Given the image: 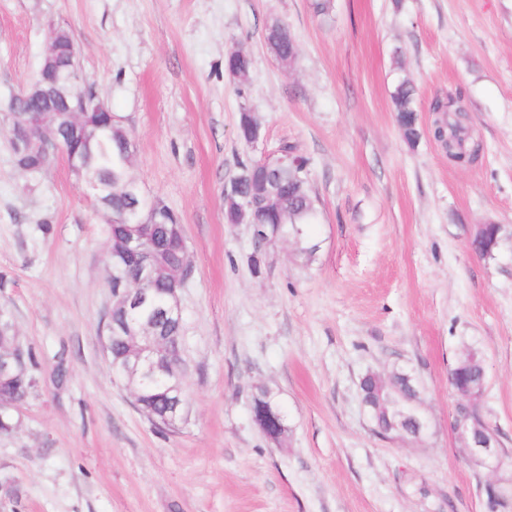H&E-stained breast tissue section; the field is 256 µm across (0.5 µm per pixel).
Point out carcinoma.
Wrapping results in <instances>:
<instances>
[{
  "label": "carcinoma",
  "instance_id": "carcinoma-1",
  "mask_svg": "<svg viewBox=\"0 0 512 512\" xmlns=\"http://www.w3.org/2000/svg\"><path fill=\"white\" fill-rule=\"evenodd\" d=\"M271 52L280 60L287 61L297 55V41L287 27L272 26L266 35ZM251 58L244 52L236 51L227 56L225 70L232 76L242 78L250 68ZM415 89L411 81L402 77L392 92L396 120L403 137L409 143L416 142L421 135L416 109ZM29 109L50 110L48 104L22 102L11 110V138H18L25 131V111ZM430 111L437 113L430 133L436 139L449 137L446 147L448 159L456 164H467L478 155L479 146L470 142L462 122L465 109L453 106V102L436 97ZM55 137L67 150H78L88 155L89 177L101 180L108 186L104 195L103 214L107 218L110 250V268L107 284L112 290L125 292L134 287L133 279L139 270V259L126 253L124 244L130 239L142 242L144 250L155 260L156 272L144 287L148 300L144 304L124 313H113L112 350L110 366L112 373L127 379L130 346L127 328L147 332L155 336L160 352L158 369L136 381L139 393V408L149 416H160L182 392L183 378L171 370L167 354L182 349V322L161 318V309L175 287L171 271L183 266H192L189 255L171 248V239L180 223L179 216L168 210L161 216L154 215L153 200L147 198L139 184L130 176L132 141L126 128L119 126L113 132L101 136L99 141L88 147L71 136L69 128L57 123ZM19 170H32L41 175L46 171L42 156L31 150L25 154L13 155ZM308 161L294 156L286 166L266 171L251 161L241 165L237 184L238 196L257 209L264 224L281 225L282 233L293 239L303 240L304 226L312 223L316 211V197L313 194L307 173ZM503 235L499 224H483L471 238L476 249L484 257L492 256ZM38 362L33 352H28V368L16 371L10 378L0 379V434H9L16 428L11 413L14 402L27 397L36 387L34 370ZM450 384L455 392L478 394L485 382L481 359L473 351L462 355L450 368ZM363 402L368 408L375 425V431L390 425L394 407L405 406L419 409L420 391L411 376L397 371L389 377L374 373L366 374L360 383Z\"/></svg>",
  "mask_w": 512,
  "mask_h": 512
}]
</instances>
